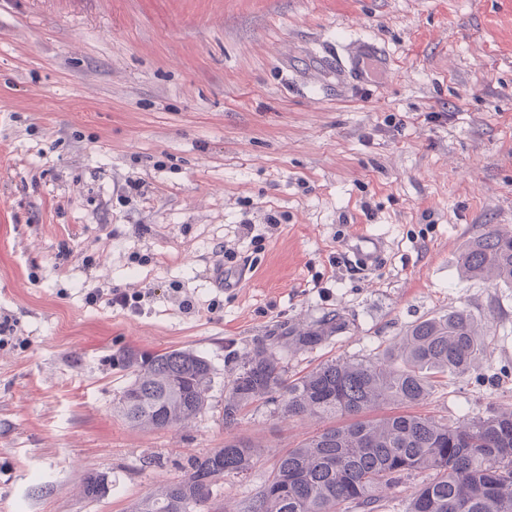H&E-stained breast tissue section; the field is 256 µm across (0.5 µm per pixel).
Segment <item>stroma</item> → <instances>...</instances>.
I'll list each match as a JSON object with an SVG mask.
<instances>
[{"label": "stroma", "instance_id": "35a3bbf8", "mask_svg": "<svg viewBox=\"0 0 512 512\" xmlns=\"http://www.w3.org/2000/svg\"><path fill=\"white\" fill-rule=\"evenodd\" d=\"M129 174L144 197L124 199ZM486 224L512 225V0H0V512H128L233 438L261 451L217 491L243 512L329 422L269 403L225 428L224 386L277 326L333 311L346 329L285 355L289 374L383 356L462 309L490 348L417 411L511 408L512 288L458 267ZM127 348L204 354L209 409L155 432L113 416ZM90 471L113 482L98 501L79 494Z\"/></svg>", "mask_w": 512, "mask_h": 512}]
</instances>
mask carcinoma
I'll use <instances>...</instances> for the list:
<instances>
[{
    "mask_svg": "<svg viewBox=\"0 0 512 512\" xmlns=\"http://www.w3.org/2000/svg\"><path fill=\"white\" fill-rule=\"evenodd\" d=\"M461 273L512 288V231L485 224L458 256ZM346 326L328 314L303 329L279 327L241 356L239 372L224 386V427L237 425L248 408L277 399L289 418L341 419L280 455L251 498L247 512H383L382 489L416 474L400 512H512V409L448 423L418 413L377 416L385 403H423L429 375L464 374L487 352L489 333L463 310L412 325L397 352L369 360L331 359L288 378L285 351L313 350ZM127 385L112 413L140 430L180 427L209 406L213 370L191 349L154 355L132 350L117 358ZM256 446L229 440L178 467L184 475L161 480L131 512H218L215 491L224 480L258 463ZM112 480L91 471L82 479L86 499L107 495Z\"/></svg>",
    "mask_w": 512,
    "mask_h": 512,
    "instance_id": "1",
    "label": "carcinoma"
}]
</instances>
